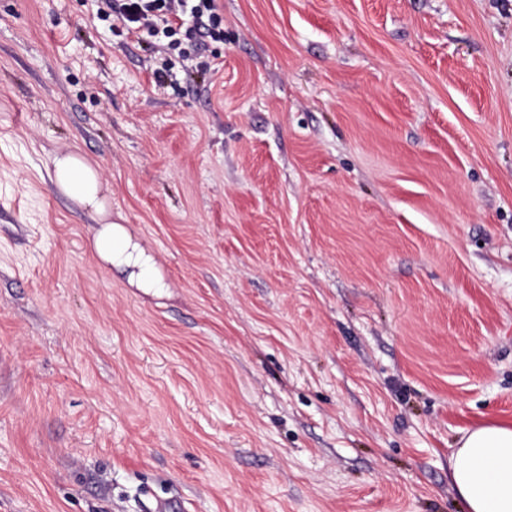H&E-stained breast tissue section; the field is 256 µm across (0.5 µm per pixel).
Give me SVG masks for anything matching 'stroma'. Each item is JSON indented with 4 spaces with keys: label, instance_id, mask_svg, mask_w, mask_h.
Wrapping results in <instances>:
<instances>
[{
    "label": "stroma",
    "instance_id": "1",
    "mask_svg": "<svg viewBox=\"0 0 512 512\" xmlns=\"http://www.w3.org/2000/svg\"><path fill=\"white\" fill-rule=\"evenodd\" d=\"M0 0V512H465L512 424V0ZM78 150L155 260L104 263ZM219 0H104L101 13L112 16L128 33L147 28L164 38L177 35V29L191 21L201 42L217 41L223 36V17ZM159 25H162L159 28ZM49 178L59 192L95 215H105L98 166L77 152L54 157ZM449 459L450 478L466 512H512V427L463 431Z\"/></svg>",
    "mask_w": 512,
    "mask_h": 512
}]
</instances>
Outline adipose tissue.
Returning <instances> with one entry per match:
<instances>
[{
    "mask_svg": "<svg viewBox=\"0 0 512 512\" xmlns=\"http://www.w3.org/2000/svg\"><path fill=\"white\" fill-rule=\"evenodd\" d=\"M49 178L80 207L104 214L98 167L80 153L54 157ZM94 249L103 261L129 269L137 287H158V280L149 275L152 257L120 225L105 223L95 236ZM457 444L449 459L450 478L467 512H512V427L483 424L463 431Z\"/></svg>",
    "mask_w": 512,
    "mask_h": 512,
    "instance_id": "1",
    "label": "adipose tissue"
}]
</instances>
